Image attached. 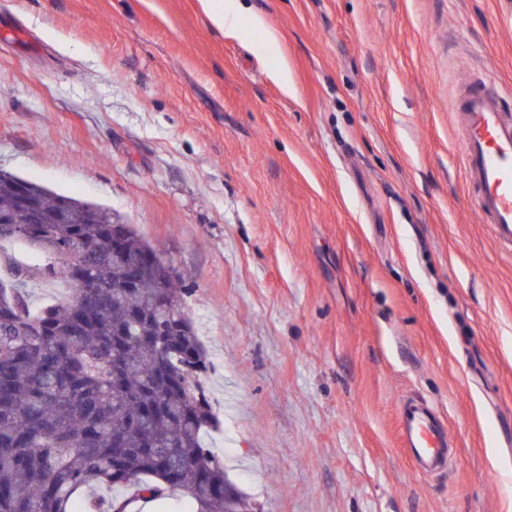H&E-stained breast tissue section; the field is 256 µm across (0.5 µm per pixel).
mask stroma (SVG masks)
Listing matches in <instances>:
<instances>
[{"mask_svg": "<svg viewBox=\"0 0 512 512\" xmlns=\"http://www.w3.org/2000/svg\"><path fill=\"white\" fill-rule=\"evenodd\" d=\"M0 0V169L112 209L188 290L253 512H512V249L462 88L512 0ZM457 455L416 472L399 408Z\"/></svg>", "mask_w": 512, "mask_h": 512, "instance_id": "obj_1", "label": "stroma"}]
</instances>
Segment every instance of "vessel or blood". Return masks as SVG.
<instances>
[{
	"mask_svg": "<svg viewBox=\"0 0 512 512\" xmlns=\"http://www.w3.org/2000/svg\"><path fill=\"white\" fill-rule=\"evenodd\" d=\"M465 137L466 175L478 189V211L495 238L512 244V119L497 96L475 87L459 102ZM402 443L420 471L444 466L448 458L445 429L426 409L406 405L400 412Z\"/></svg>",
	"mask_w": 512,
	"mask_h": 512,
	"instance_id": "1",
	"label": "vessel or blood"
}]
</instances>
